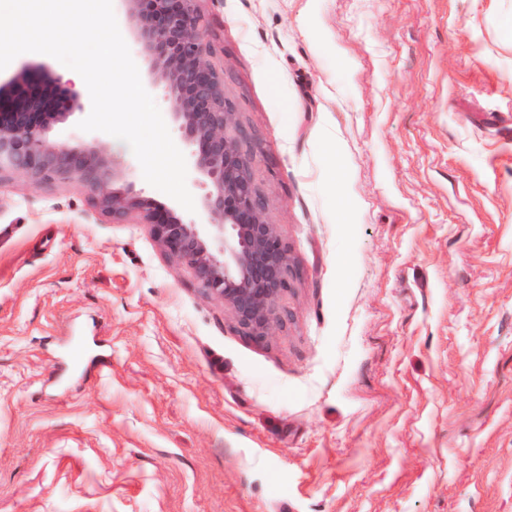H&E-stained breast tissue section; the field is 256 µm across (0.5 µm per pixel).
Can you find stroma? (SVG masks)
I'll return each mask as SVG.
<instances>
[{"label": "stroma", "mask_w": 512, "mask_h": 512, "mask_svg": "<svg viewBox=\"0 0 512 512\" xmlns=\"http://www.w3.org/2000/svg\"><path fill=\"white\" fill-rule=\"evenodd\" d=\"M299 276L265 343L71 182L0 183V512H512V0H201ZM78 124L63 65L17 56Z\"/></svg>", "instance_id": "obj_1"}]
</instances>
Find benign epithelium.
<instances>
[{"label":"benign epithelium","mask_w":512,"mask_h":512,"mask_svg":"<svg viewBox=\"0 0 512 512\" xmlns=\"http://www.w3.org/2000/svg\"><path fill=\"white\" fill-rule=\"evenodd\" d=\"M135 40L152 62V84L168 92L170 118L191 148V168L207 192L204 222L186 221L124 185V163L81 141L47 138L52 98L25 72L0 85V182L24 174L35 183L68 180L88 192L114 224L132 216L148 224L171 257L187 263L195 281L224 304L239 332L261 343L282 322L279 301L297 269L257 190L248 132L224 95V73L210 60L208 18L199 0H118Z\"/></svg>","instance_id":"1"}]
</instances>
